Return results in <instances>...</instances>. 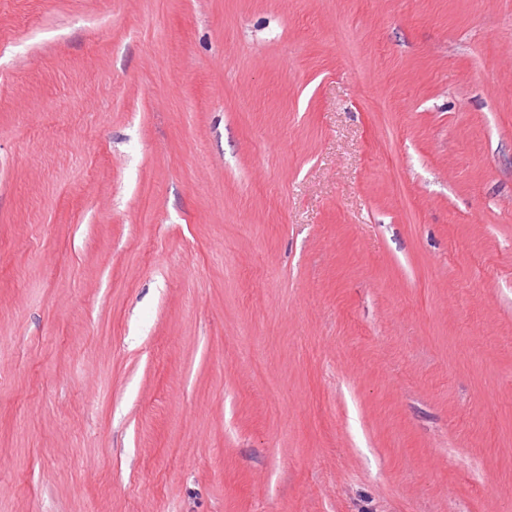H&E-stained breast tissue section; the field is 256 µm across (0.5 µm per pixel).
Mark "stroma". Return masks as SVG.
<instances>
[{"mask_svg": "<svg viewBox=\"0 0 512 512\" xmlns=\"http://www.w3.org/2000/svg\"><path fill=\"white\" fill-rule=\"evenodd\" d=\"M0 512H512V0H0Z\"/></svg>", "mask_w": 512, "mask_h": 512, "instance_id": "obj_1", "label": "stroma"}]
</instances>
